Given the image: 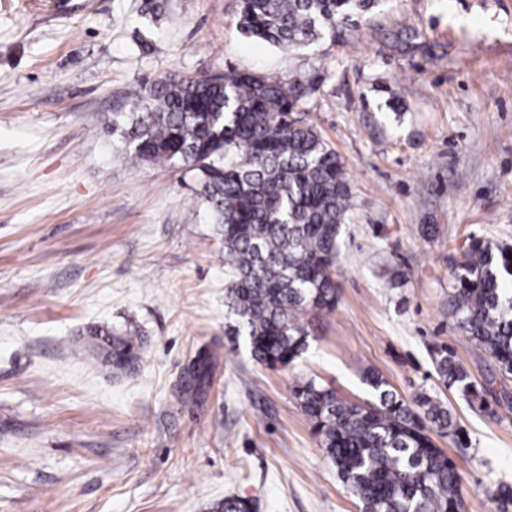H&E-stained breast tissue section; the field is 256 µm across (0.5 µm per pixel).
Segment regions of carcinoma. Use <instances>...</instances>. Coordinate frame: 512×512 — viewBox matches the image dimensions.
<instances>
[{
  "label": "carcinoma",
  "instance_id": "carcinoma-1",
  "mask_svg": "<svg viewBox=\"0 0 512 512\" xmlns=\"http://www.w3.org/2000/svg\"><path fill=\"white\" fill-rule=\"evenodd\" d=\"M378 0H240L242 34L281 48L323 37L336 42L359 25ZM315 90L311 76L275 79L225 68L170 72L112 112L105 133L135 163L180 166L195 174L198 199L223 243L229 280L224 304L232 333L247 337L253 359L285 367L309 346L316 321L337 302V240L351 206L343 163L318 131L294 117ZM512 247L470 239L454 270L448 315L475 346L512 375ZM90 355L118 371L136 368L142 342L94 326ZM434 371L468 406L493 415L491 379L472 381L454 349L434 344ZM214 356L198 352L180 376L183 403L194 405L210 385ZM363 383L370 399L356 403L315 380L292 392L361 512H465L461 474L434 437L463 444L447 405L423 391L408 402L377 372ZM212 512H253L228 497Z\"/></svg>",
  "mask_w": 512,
  "mask_h": 512
}]
</instances>
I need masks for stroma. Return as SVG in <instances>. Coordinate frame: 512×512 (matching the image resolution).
<instances>
[{"mask_svg": "<svg viewBox=\"0 0 512 512\" xmlns=\"http://www.w3.org/2000/svg\"><path fill=\"white\" fill-rule=\"evenodd\" d=\"M0 0V512H359L291 388L366 399L375 369L437 395L468 433L438 445L467 512L512 485V406L471 411L428 348L475 380L493 359L448 316L468 238L512 245V0H384L337 42L245 38L236 0ZM410 35L397 50L395 35ZM288 78L319 69L301 115L342 160L351 208L335 310L302 358L269 369L228 335L222 243L181 167L101 135L117 98L170 72ZM94 325L138 331L139 367L90 363ZM214 351L202 401L176 384Z\"/></svg>", "mask_w": 512, "mask_h": 512, "instance_id": "stroma-1", "label": "stroma"}]
</instances>
